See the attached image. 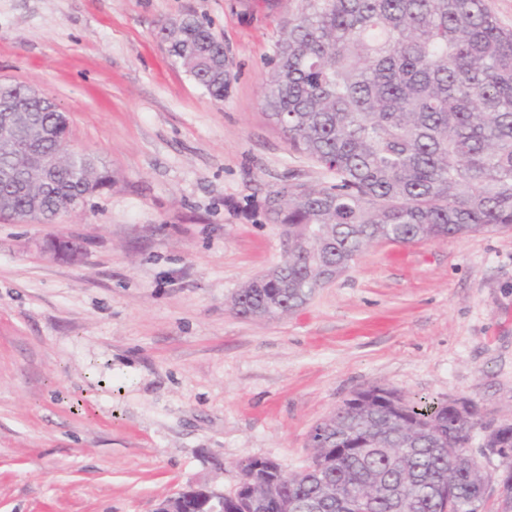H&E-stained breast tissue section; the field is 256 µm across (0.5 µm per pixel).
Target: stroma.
I'll return each instance as SVG.
<instances>
[{
    "label": "stroma",
    "mask_w": 512,
    "mask_h": 512,
    "mask_svg": "<svg viewBox=\"0 0 512 512\" xmlns=\"http://www.w3.org/2000/svg\"><path fill=\"white\" fill-rule=\"evenodd\" d=\"M208 20L235 78L215 102L159 30ZM289 0H0V84L55 99L113 183L56 224L0 220V512H155L233 492L253 456L304 469L354 392L472 400L469 450L512 423V230L379 243L306 305L236 315L286 256L263 208L293 153L263 106ZM57 236L81 262L44 254Z\"/></svg>",
    "instance_id": "stroma-1"
}]
</instances>
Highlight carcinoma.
Listing matches in <instances>:
<instances>
[{
	"mask_svg": "<svg viewBox=\"0 0 512 512\" xmlns=\"http://www.w3.org/2000/svg\"><path fill=\"white\" fill-rule=\"evenodd\" d=\"M263 93L266 115L294 152L323 166L315 185L270 191L268 219L288 233V258L243 285L232 310L280 318L305 305L322 276L342 271L371 245L459 238L512 228V29L485 0H293ZM168 53L213 99L230 79L224 43L187 15L162 27ZM0 108L40 112L23 85H0ZM27 194L10 213L54 219L110 186L108 172L64 162L43 189L26 170ZM468 400H405L393 388L355 392L315 430L301 478L274 482L270 468L237 462L262 512H500L486 508V475L467 448ZM483 447L503 448L512 470V423Z\"/></svg>",
	"mask_w": 512,
	"mask_h": 512,
	"instance_id": "carcinoma-1",
	"label": "carcinoma"
}]
</instances>
